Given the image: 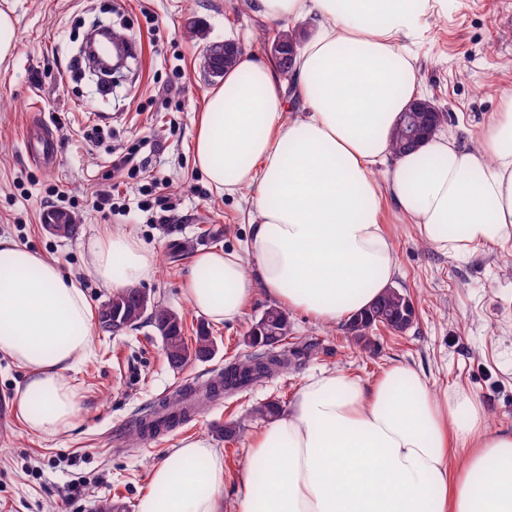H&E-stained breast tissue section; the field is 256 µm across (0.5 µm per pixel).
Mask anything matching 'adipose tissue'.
Listing matches in <instances>:
<instances>
[{
	"label": "adipose tissue",
	"mask_w": 512,
	"mask_h": 512,
	"mask_svg": "<svg viewBox=\"0 0 512 512\" xmlns=\"http://www.w3.org/2000/svg\"><path fill=\"white\" fill-rule=\"evenodd\" d=\"M268 21L313 18L290 81L240 55L211 89L194 163L227 195L252 191L246 253H192L182 291L219 324L256 292L330 324L368 307L397 273L384 223L392 209L420 239L458 259L512 244V94L476 136L434 133L392 151L418 97L407 41L448 0H253ZM301 106L289 111L286 89ZM100 284L119 292L153 277L156 255L104 228L89 246ZM89 303L57 262L0 237V353L27 372L19 413L33 432L68 431L82 396L70 374L93 347ZM471 395L436 396L409 365L372 383L336 369L312 375L287 412L251 438L240 512H512V430H490ZM224 456L187 439L149 472L137 512H224Z\"/></svg>",
	"instance_id": "adipose-tissue-1"
}]
</instances>
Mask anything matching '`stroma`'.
<instances>
[{"label": "stroma", "instance_id": "1", "mask_svg": "<svg viewBox=\"0 0 512 512\" xmlns=\"http://www.w3.org/2000/svg\"><path fill=\"white\" fill-rule=\"evenodd\" d=\"M4 6L14 11L20 42L0 62V235L57 261L96 310L110 292L88 269V244L106 226L132 231L158 255L157 272L141 289L182 313L187 338L207 328L216 354L175 370L152 326L117 335L95 330L91 354L71 374L82 395L73 428L44 436L16 416L0 429V512H95L105 499L137 512L150 468L180 441L196 437L222 451L224 507L237 512L238 475L250 457V440L267 425L253 408L266 401L289 407L308 376L323 368L371 382L391 365L408 364L436 391L461 389L477 398L490 429H512V248H482L457 260L390 214L394 286L416 309L409 329L380 326L359 342L345 325L290 312L288 345L302 353L287 371L131 445L139 418L162 397L189 382L204 385L228 363L251 355L247 331L272 304L256 293L238 321L214 324L182 292L188 256L172 255L174 241L242 252L253 222L248 192H218L193 161L196 122L217 84L199 67L200 49L233 39L263 56L274 33L293 31L305 41L315 25L269 22L254 11H237L236 0H0ZM96 16L140 47L128 77L115 82L105 100L74 78V39ZM192 24L201 34L190 39ZM408 49L419 85L448 112L444 128L462 123L478 130L512 93V0H448L447 15L432 18L425 39ZM33 117L53 136V160L43 167L30 161L24 141ZM96 191L112 195V213L93 209ZM56 207L77 216L75 238L45 231L44 216ZM230 421L240 432L227 441L216 427Z\"/></svg>", "mask_w": 512, "mask_h": 512}]
</instances>
